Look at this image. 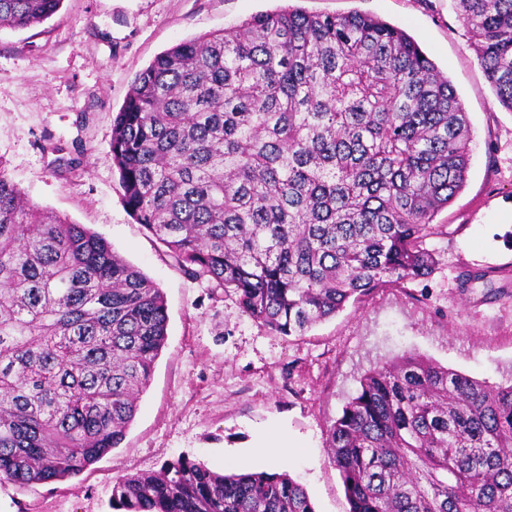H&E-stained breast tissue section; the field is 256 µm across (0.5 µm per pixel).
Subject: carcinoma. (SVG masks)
Segmentation results:
<instances>
[{
    "label": "carcinoma",
    "instance_id": "1",
    "mask_svg": "<svg viewBox=\"0 0 512 512\" xmlns=\"http://www.w3.org/2000/svg\"><path fill=\"white\" fill-rule=\"evenodd\" d=\"M63 0H0L28 28ZM512 111V0H455ZM470 119L404 31L289 7L184 40L112 128L123 200L193 279L282 336L431 274L435 216L466 184ZM160 288L0 168V484L23 491L119 447L167 339ZM349 512H512V384L405 353L327 430ZM116 512H315L286 472L186 457L112 486Z\"/></svg>",
    "mask_w": 512,
    "mask_h": 512
}]
</instances>
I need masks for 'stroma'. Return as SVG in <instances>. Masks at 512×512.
I'll return each mask as SVG.
<instances>
[{
	"label": "stroma",
	"mask_w": 512,
	"mask_h": 512,
	"mask_svg": "<svg viewBox=\"0 0 512 512\" xmlns=\"http://www.w3.org/2000/svg\"><path fill=\"white\" fill-rule=\"evenodd\" d=\"M285 6L358 11L404 30L471 122L466 185L428 242L432 273L376 289L299 337L271 333L232 296L186 276L130 216L111 151L113 120L155 56ZM0 166L33 203L90 228L144 272L168 313L119 448L62 482L22 492L0 484V512H113L118 477L180 456L218 472L285 471L315 512H349L325 438L365 372L409 352L490 385L512 382V111L487 82L454 0H63L42 24L0 26ZM283 431L296 449L281 460Z\"/></svg>",
	"instance_id": "35a3bbf8"
}]
</instances>
